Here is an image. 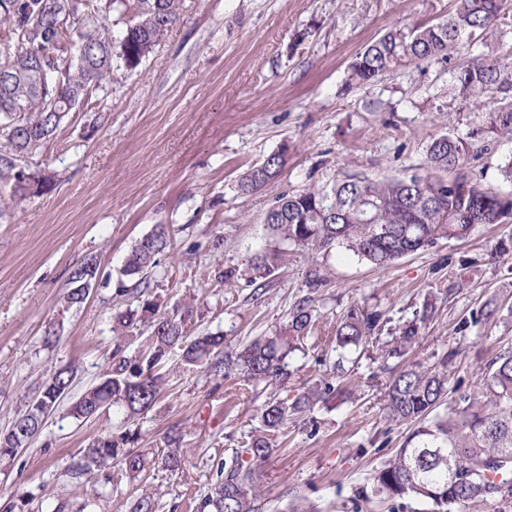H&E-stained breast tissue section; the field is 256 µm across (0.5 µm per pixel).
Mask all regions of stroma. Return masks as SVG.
I'll return each mask as SVG.
<instances>
[{
	"mask_svg": "<svg viewBox=\"0 0 512 512\" xmlns=\"http://www.w3.org/2000/svg\"><path fill=\"white\" fill-rule=\"evenodd\" d=\"M454 8L455 0H183L180 23L137 66L113 57L110 83L90 91L26 160L53 177L52 190L0 217V431L51 370L78 369L37 437L0 467V510L17 500L21 512H54L62 502L127 512V502L149 495L156 512H192L224 459L259 427L270 396L327 381L344 395L289 425L258 471L262 512H427V504L370 492L375 470L411 431L387 417L386 393L404 366L447 359L445 413L476 389L496 354L512 351V218L438 240L383 270L341 248L311 255L293 246L263 292L245 270L276 245L263 217L281 194L345 175L425 174L434 137L465 138L481 127V116L458 111L453 76L477 54L512 66V29L447 62L406 66L368 85L347 82L350 61L387 29L436 24ZM96 116L101 123L89 130ZM274 153L284 157L279 175L242 193V176ZM511 159L512 139L496 140L470 154L465 169L499 188V169ZM157 224L170 227L173 245L151 273L149 296L168 309L193 304L188 332L220 331L236 347L279 332L306 301L312 335L289 358L286 388L276 390L180 368L172 351L159 400L130 423L145 470L134 478L114 464L110 480L76 478L83 448L120 422L110 409L78 420L69 408L105 370L112 316L123 304L114 289L99 287L67 306L69 277L92 257L119 280L126 254ZM218 265L234 277L217 282ZM427 295L434 311L417 343L388 357L399 326ZM491 299L497 315L480 319ZM354 309L384 319L339 374L336 326ZM172 430L183 448L174 472L160 464Z\"/></svg>",
	"mask_w": 512,
	"mask_h": 512,
	"instance_id": "stroma-1",
	"label": "stroma"
}]
</instances>
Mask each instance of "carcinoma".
<instances>
[{
    "label": "carcinoma",
    "mask_w": 512,
    "mask_h": 512,
    "mask_svg": "<svg viewBox=\"0 0 512 512\" xmlns=\"http://www.w3.org/2000/svg\"><path fill=\"white\" fill-rule=\"evenodd\" d=\"M132 13L121 37L114 38L107 20L112 13ZM181 19V0H0V207L8 208L48 192L53 179L26 170L27 184L15 182V163L50 138L62 123L64 110L83 102L112 76L114 49L133 67L153 51ZM512 29L507 0H456L448 20L414 27L405 33L390 30L367 44L350 63L349 81L358 85L379 80L387 72L417 62L449 61L466 40L487 38ZM83 49L79 58L74 47ZM458 110L484 109L487 138L512 137V70L501 62L473 57L454 75ZM476 143L454 135H439L427 146V173L371 179L346 175L322 187L280 195L264 214L271 237L313 253L343 248L382 269L396 260L433 246L441 238L463 239L479 224H498L512 218V191L485 186L464 171ZM283 165L275 153L252 167L240 182L249 193L274 179ZM468 187L456 189L457 181ZM171 247L167 225L157 224L126 256L121 275L137 278L135 287L120 286L116 295L127 301L113 318L114 347L101 381L71 407L76 419H89L112 406L124 421L149 410L167 385L163 363L172 349L182 351L188 368L204 367L227 378L239 375L254 385L279 387L291 376L287 358L313 326L312 309L297 305L288 325L273 336H257L234 352L224 351V335L191 336L185 324L190 307L171 310L147 298L150 274L158 257ZM280 253L260 252L249 260L250 282L270 277ZM90 257L72 273L65 297L68 306L82 303V288ZM433 313L422 304L419 322H410L394 338L388 356H401L420 335V324ZM382 314L352 310L336 328L341 358L355 353L379 325ZM150 336L136 355L125 344L143 322ZM440 366L409 365L388 388L385 409L390 419L416 424L394 455L373 475V493L382 499L414 498L432 504L435 512H462L512 484V353L505 351L488 364L478 391L463 397L446 417L432 415L448 394V374ZM77 369L60 366L44 381L28 408L4 435L25 447L44 419L56 411L71 388ZM336 388L327 382L294 398L274 397L263 406L258 430L249 435L243 453L221 464L209 492L196 512H259L257 466L266 462L277 439L299 416L332 398ZM135 434L126 428L92 439L73 471L95 474L112 462L136 477L146 461L131 444ZM162 464L171 471L182 466L181 437L169 440ZM459 475L486 479L492 492L477 484L452 483L448 468Z\"/></svg>",
    "instance_id": "obj_1"
}]
</instances>
